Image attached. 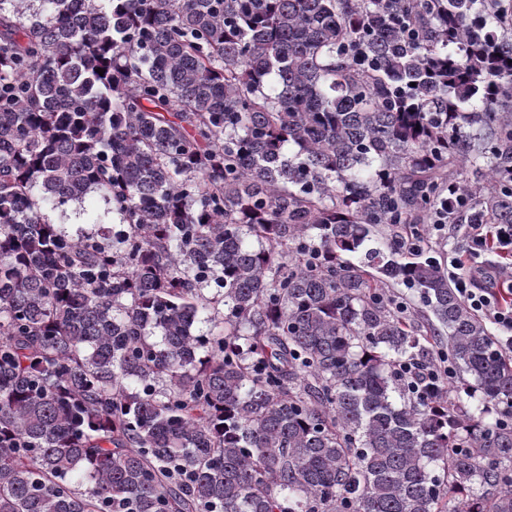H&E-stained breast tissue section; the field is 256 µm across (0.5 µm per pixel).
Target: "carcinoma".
<instances>
[{
	"instance_id": "carcinoma-1",
	"label": "carcinoma",
	"mask_w": 512,
	"mask_h": 512,
	"mask_svg": "<svg viewBox=\"0 0 512 512\" xmlns=\"http://www.w3.org/2000/svg\"><path fill=\"white\" fill-rule=\"evenodd\" d=\"M42 2L0 15V512H512V355L375 237L512 224V0Z\"/></svg>"
}]
</instances>
